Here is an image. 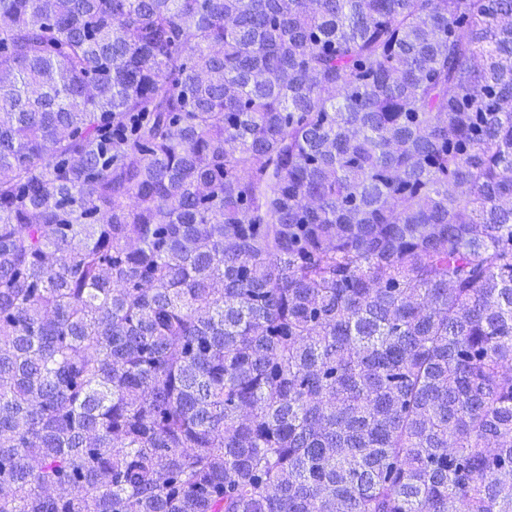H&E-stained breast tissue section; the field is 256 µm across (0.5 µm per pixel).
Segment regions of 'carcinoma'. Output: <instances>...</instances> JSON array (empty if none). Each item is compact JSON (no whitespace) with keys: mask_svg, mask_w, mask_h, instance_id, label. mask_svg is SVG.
<instances>
[{"mask_svg":"<svg viewBox=\"0 0 512 512\" xmlns=\"http://www.w3.org/2000/svg\"><path fill=\"white\" fill-rule=\"evenodd\" d=\"M0 512H512V0H0Z\"/></svg>","mask_w":512,"mask_h":512,"instance_id":"1","label":"carcinoma"}]
</instances>
